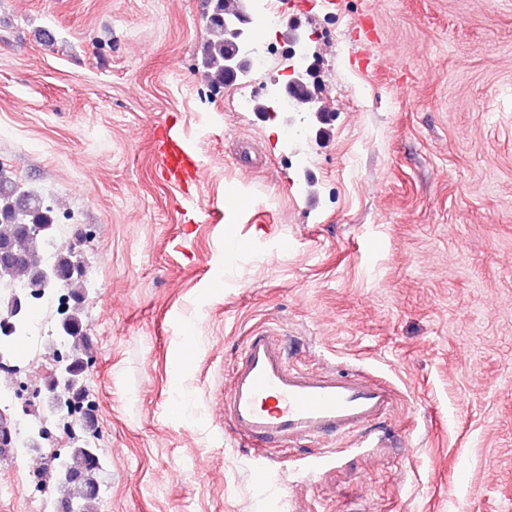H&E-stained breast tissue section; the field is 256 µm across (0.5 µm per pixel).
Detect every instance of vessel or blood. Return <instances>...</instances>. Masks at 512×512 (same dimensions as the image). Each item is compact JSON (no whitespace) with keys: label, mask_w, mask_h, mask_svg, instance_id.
I'll use <instances>...</instances> for the list:
<instances>
[{"label":"vessel or blood","mask_w":512,"mask_h":512,"mask_svg":"<svg viewBox=\"0 0 512 512\" xmlns=\"http://www.w3.org/2000/svg\"><path fill=\"white\" fill-rule=\"evenodd\" d=\"M164 136L171 147L161 165L170 180L201 178L179 134L168 129ZM393 405L389 386L370 373L290 367L282 338L267 328L247 339L224 387V421L233 438L263 453L339 435L370 441L373 423Z\"/></svg>","instance_id":"1"}]
</instances>
